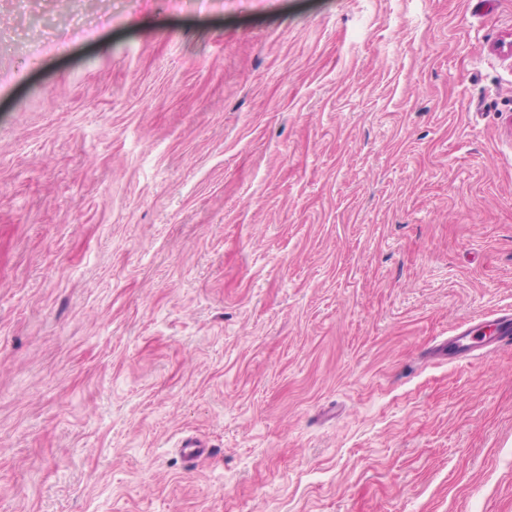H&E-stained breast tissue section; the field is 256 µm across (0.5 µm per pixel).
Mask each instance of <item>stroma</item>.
Here are the masks:
<instances>
[{"label": "stroma", "mask_w": 512, "mask_h": 512, "mask_svg": "<svg viewBox=\"0 0 512 512\" xmlns=\"http://www.w3.org/2000/svg\"><path fill=\"white\" fill-rule=\"evenodd\" d=\"M507 311L512 0H0V512H512Z\"/></svg>", "instance_id": "stroma-1"}]
</instances>
